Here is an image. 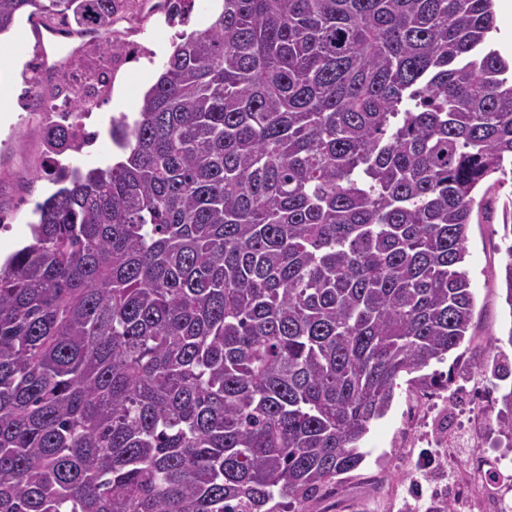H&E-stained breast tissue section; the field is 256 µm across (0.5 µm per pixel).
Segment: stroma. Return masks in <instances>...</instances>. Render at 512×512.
<instances>
[{"mask_svg": "<svg viewBox=\"0 0 512 512\" xmlns=\"http://www.w3.org/2000/svg\"><path fill=\"white\" fill-rule=\"evenodd\" d=\"M213 0H195L187 23L169 24L164 15L132 21L131 31L147 47L140 63L120 64L111 95L101 96L88 128L96 130L93 149L64 154L62 163L89 170L111 163L117 153L108 130L112 118L135 115L145 94L147 69L162 71L167 59L160 46H173L182 35L197 32ZM42 50L27 18L0 35V111L10 112L9 127L0 126V259L31 240L34 209L57 189L53 163L41 136L52 116L42 91L28 84L27 63ZM512 199V179L492 186L473 212L468 229L465 269L474 295L472 325L458 348L461 376L448 390L423 398L401 375L387 414L374 421L362 443L364 462L337 477L334 485L309 503L310 512H427L433 497L448 487L449 467L474 460L512 469V447L485 411L501 394L500 381L481 370L496 349L512 357L506 337L512 332V307L505 301L503 205ZM429 460L416 472L413 458Z\"/></svg>", "mask_w": 512, "mask_h": 512, "instance_id": "obj_1", "label": "stroma"}]
</instances>
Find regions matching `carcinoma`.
I'll return each mask as SVG.
<instances>
[{"label":"carcinoma","mask_w":512,"mask_h":512,"mask_svg":"<svg viewBox=\"0 0 512 512\" xmlns=\"http://www.w3.org/2000/svg\"><path fill=\"white\" fill-rule=\"evenodd\" d=\"M134 5L0 0V33L87 19L120 59ZM495 29L492 0H224L176 44L112 118L126 158L61 177L0 265V512H307L401 374L447 389L475 193L512 166Z\"/></svg>","instance_id":"obj_1"}]
</instances>
